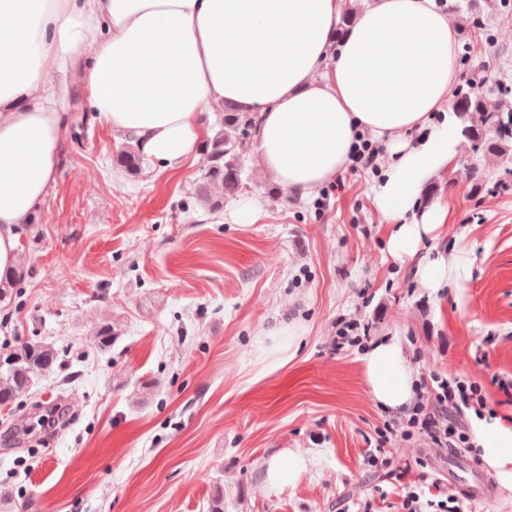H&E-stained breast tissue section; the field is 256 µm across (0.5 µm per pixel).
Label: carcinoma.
<instances>
[{
	"label": "carcinoma",
	"instance_id": "1",
	"mask_svg": "<svg viewBox=\"0 0 512 512\" xmlns=\"http://www.w3.org/2000/svg\"><path fill=\"white\" fill-rule=\"evenodd\" d=\"M452 112L461 123V133L470 140L484 144L487 153L500 158L512 156V111L501 109L498 104L482 93L471 91L455 100ZM480 115V125H467L469 115ZM218 130L206 144L209 166L204 174V182L199 186L200 200L212 209L224 204V198L233 197L244 187L243 148L257 129L256 117L249 112H241L232 103H224V111L218 113ZM113 161L125 172H137L143 163V154L132 142L116 154ZM218 184L222 195L208 194V186ZM97 346L101 349L112 347L114 332L112 324L101 323L95 332ZM58 349L45 341L24 343L0 352V404H9L28 389L34 378L54 372L61 366ZM4 512H38L33 498L22 502L0 503Z\"/></svg>",
	"mask_w": 512,
	"mask_h": 512
}]
</instances>
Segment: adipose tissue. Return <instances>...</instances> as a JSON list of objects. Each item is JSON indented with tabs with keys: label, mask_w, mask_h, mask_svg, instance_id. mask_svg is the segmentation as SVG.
Segmentation results:
<instances>
[{
	"label": "adipose tissue",
	"mask_w": 512,
	"mask_h": 512,
	"mask_svg": "<svg viewBox=\"0 0 512 512\" xmlns=\"http://www.w3.org/2000/svg\"><path fill=\"white\" fill-rule=\"evenodd\" d=\"M354 0H0V275L15 271L19 230L56 182L62 110L73 73L112 131L132 134L163 167L190 159L204 114L224 102L256 115L262 177L307 198L349 162L357 133L391 145L374 187L394 258L418 254L441 211L405 215L461 142L441 117L458 78L457 31L435 0H370L338 49L333 31ZM427 129L410 146L404 134ZM463 255L419 263L423 287L458 280ZM370 394L409 404L414 376L398 337L365 353ZM474 444L512 492V426L478 420Z\"/></svg>",
	"instance_id": "1"
}]
</instances>
